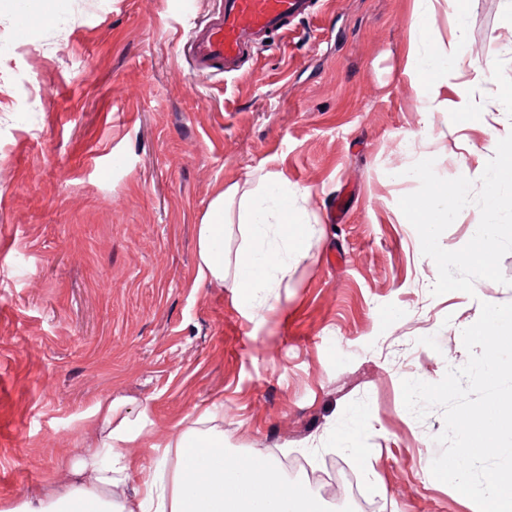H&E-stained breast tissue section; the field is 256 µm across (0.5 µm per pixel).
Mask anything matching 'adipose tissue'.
Returning <instances> with one entry per match:
<instances>
[{
	"instance_id": "adipose-tissue-1",
	"label": "adipose tissue",
	"mask_w": 512,
	"mask_h": 512,
	"mask_svg": "<svg viewBox=\"0 0 512 512\" xmlns=\"http://www.w3.org/2000/svg\"><path fill=\"white\" fill-rule=\"evenodd\" d=\"M463 22L464 0H416L414 34L422 45L409 54V67L423 97L424 114L455 109L469 119L467 101L448 103V49L432 42L429 28L440 7ZM306 190L270 171L247 174L243 184L217 193L197 226L203 282H230L244 301L266 288L279 287L294 263L307 255L308 230L301 203ZM237 226L241 243L229 246V228ZM115 401L97 403L91 416L99 426L92 445L77 455L65 475L64 490L0 504V512H318L312 488L288 482L267 457L235 455L224 447V432L211 411L192 427L167 438L150 439L155 465L134 489H127L136 463L130 448L146 438L117 417Z\"/></svg>"
}]
</instances>
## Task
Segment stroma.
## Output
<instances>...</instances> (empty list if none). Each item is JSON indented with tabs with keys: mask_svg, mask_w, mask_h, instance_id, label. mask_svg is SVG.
I'll return each mask as SVG.
<instances>
[{
	"mask_svg": "<svg viewBox=\"0 0 512 512\" xmlns=\"http://www.w3.org/2000/svg\"><path fill=\"white\" fill-rule=\"evenodd\" d=\"M218 0H56L18 40L0 0V501L62 481L117 399L130 427L167 436L208 408L232 453L366 487L380 512H478L429 477L443 411L417 419L402 382L463 366V329L510 285L431 289L398 201L430 158L476 169L512 133V0H469L463 32L432 37L482 73L456 112L423 124L408 69L415 0H317L238 72L196 73L184 54ZM279 171L309 188L307 257L259 312L197 280L196 227L220 188Z\"/></svg>",
	"mask_w": 512,
	"mask_h": 512,
	"instance_id": "35a3bbf8",
	"label": "stroma"
}]
</instances>
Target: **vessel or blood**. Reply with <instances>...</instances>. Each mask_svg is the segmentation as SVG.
<instances>
[{
    "mask_svg": "<svg viewBox=\"0 0 512 512\" xmlns=\"http://www.w3.org/2000/svg\"><path fill=\"white\" fill-rule=\"evenodd\" d=\"M313 15V0H220L213 18L190 39L192 69L239 71L248 50Z\"/></svg>",
    "mask_w": 512,
    "mask_h": 512,
    "instance_id": "vessel-or-blood-1",
    "label": "vessel or blood"
}]
</instances>
